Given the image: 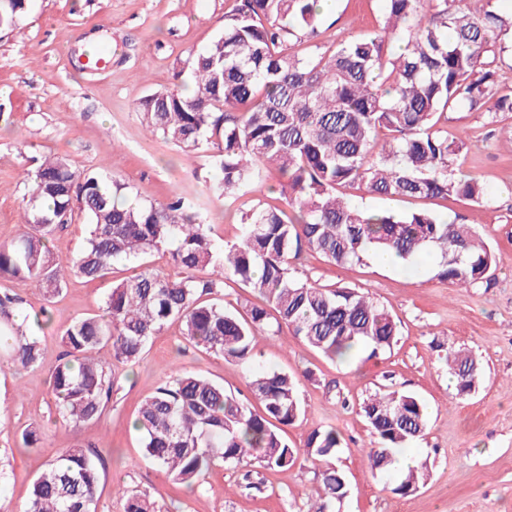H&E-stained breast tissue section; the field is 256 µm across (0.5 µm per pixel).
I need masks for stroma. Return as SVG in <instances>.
Wrapping results in <instances>:
<instances>
[{"label": "stroma", "instance_id": "obj_1", "mask_svg": "<svg viewBox=\"0 0 512 512\" xmlns=\"http://www.w3.org/2000/svg\"><path fill=\"white\" fill-rule=\"evenodd\" d=\"M234 0H28L15 27L0 30V243L23 230L25 174L35 159L58 154L78 173L108 165L127 187L129 199L162 203L172 195L188 200L216 245L236 242L240 216L281 190L275 169H261L233 202L216 190L218 169L209 153L188 154L150 135L137 112L155 90L188 83L185 63L224 31ZM384 0H335L317 37L322 47L378 31ZM112 45V65L99 73L82 70L88 44ZM452 140H463L460 168L491 193L477 207L462 198L391 201L356 194L372 210L431 209L475 225L495 250L491 287L453 288L436 275L433 260L415 271L379 263L374 256L339 267L308 253L301 278L329 288L349 286L383 305L401 336L390 351L353 363L329 359L289 333L259 332L249 364L197 348L169 322L153 336L138 363L114 368L115 383L104 415L73 429L50 393V375L64 347L62 331L74 320L98 313L110 281L70 278L56 296L3 279L0 293L16 296L26 315L48 308L51 324H27L40 343L35 369L12 365L0 349V501L21 512L35 477L64 448L92 452L100 472L96 512H124L118 488L144 494L157 512H308L321 492L316 464L299 459L288 468L259 474L262 490L247 488L240 468L219 465L187 487L167 478L145 458L133 422L145 398L173 368H185L219 384L259 409L252 374L278 369L298 380L303 408L287 427L291 447H304L317 427L342 439L337 458L351 488L340 512H512V112L488 125L483 113L460 108L441 118ZM477 358L482 379L467 397L456 394L448 372L449 347ZM420 397L428 407L424 434L406 451L427 462L429 475L410 495L391 491V476H371L366 453L373 436L361 412L365 399L385 391ZM41 427L37 448L19 447L21 433Z\"/></svg>", "mask_w": 512, "mask_h": 512}]
</instances>
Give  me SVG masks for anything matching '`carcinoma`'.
<instances>
[{
	"mask_svg": "<svg viewBox=\"0 0 512 512\" xmlns=\"http://www.w3.org/2000/svg\"><path fill=\"white\" fill-rule=\"evenodd\" d=\"M224 34L191 57L193 87L142 97V124L183 151L216 150L217 190L229 200L254 176L275 166L287 179L286 206L258 202L241 216L240 240L217 247L193 206L174 195L162 204L129 205L125 187L106 168L77 174L67 159L46 156L23 198L27 230L0 245V279L29 283L52 296L72 276L105 278L114 263L132 273L113 281L102 313L83 317L62 334L67 350L50 378L59 413L81 426L97 421L111 398L112 363L137 362L148 341L172 320L197 346L227 361L252 359L257 332L269 326L341 362L361 350L375 356L400 336L392 316L356 289L324 288L293 274L307 251L344 266L370 252L392 253L407 268L437 254V276L452 287H487L495 278L493 249L469 224L446 223L427 210L375 211L352 203L349 191L388 199L464 198L490 201L484 184L452 169L460 146L437 128L458 105L489 122L512 112V97L497 95L503 37L512 15L494 0H385V18L371 35L321 50L314 44L322 14L317 0H235ZM26 0H0V28L15 26ZM310 44L301 55L291 47ZM385 132L379 138V132ZM86 219L89 236L70 259L52 252L50 237ZM171 248L182 276L170 280L146 262ZM233 277L262 298L246 315L209 298ZM8 354L28 369L41 363L36 337L15 323L4 331ZM111 350L110 359L99 351ZM457 394L467 396L481 377L476 359L448 351ZM263 406L255 413L224 386L177 369L142 403L134 428L144 456L181 484H193L218 462L254 471L295 464L304 453L323 462L322 495L313 512H336L351 485L336 465V431L313 429L305 448H292L281 430L301 414L292 376L269 370L251 382ZM362 411L374 440L367 453L372 475L395 467L396 452L423 434L428 408L418 397L390 391L365 400ZM428 476L427 465L401 471L392 488L407 496ZM99 469L83 448H65L34 479L24 512H96ZM124 512H154L138 494Z\"/></svg>",
	"mask_w": 512,
	"mask_h": 512,
	"instance_id": "1",
	"label": "carcinoma"
}]
</instances>
